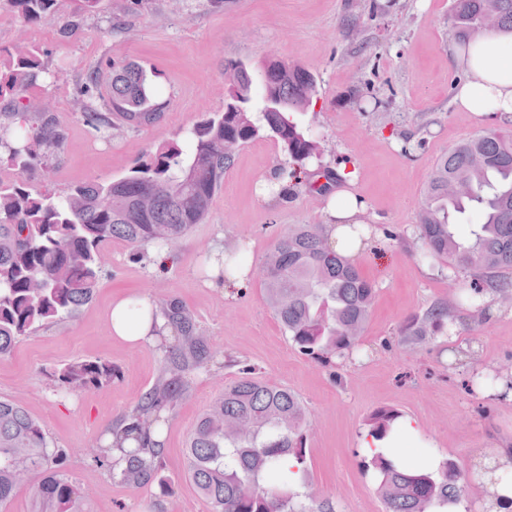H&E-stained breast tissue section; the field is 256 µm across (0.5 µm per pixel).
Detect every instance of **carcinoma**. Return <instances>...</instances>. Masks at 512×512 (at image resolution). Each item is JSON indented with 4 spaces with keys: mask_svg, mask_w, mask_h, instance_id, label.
<instances>
[{
    "mask_svg": "<svg viewBox=\"0 0 512 512\" xmlns=\"http://www.w3.org/2000/svg\"><path fill=\"white\" fill-rule=\"evenodd\" d=\"M25 23L43 25L57 17L59 0H4ZM64 38H77L84 19L99 10L100 0H74ZM495 29L512 31V0H453L450 28L459 39ZM36 45H0V99L11 106L0 112V357L37 328L73 316L94 297L104 264L103 245L121 238L131 245L153 242L170 247L208 215L224 170L246 143L260 137L277 140L291 165L280 179L298 182L305 165L319 161L325 146L297 115L305 112L316 89L314 75L298 64L268 61L258 77L236 61L224 64L229 100L224 111L201 116L181 141L157 146L123 177L88 182L60 193L32 190L24 176L48 170L65 141L56 113L46 103L33 107L29 88L58 82L63 70L44 61ZM154 88L135 64L88 69L77 84L80 119L104 139L126 124L155 121L161 107L152 103ZM468 185L467 193L448 195V181ZM148 198L152 206L140 207ZM474 211L469 234L455 216ZM417 239L422 253L471 271L481 280L459 293V305L476 306L490 291L512 304V132L489 129L462 142L438 160L419 213ZM267 299L299 352L326 361L352 350L368 321L376 289L349 260L338 255L325 227L297 224L280 235L261 266ZM173 335L168 378L152 388L126 418L122 438L132 439L130 467L123 481L141 484L157 478L162 450L151 439V426L163 411L175 410L188 377L214 362L217 352L196 333L191 317L177 302L162 305ZM448 325V307L438 304L409 318L403 335L411 340L433 336ZM239 377L199 419L186 448L188 478L211 512H332L306 496L307 440L310 426L303 401L285 387L255 376L242 361ZM66 392L112 380V366L98 360H73L57 370ZM400 413L380 408L368 419L370 432L386 435ZM69 456L51 448L40 423L21 405L0 399V507L34 475L31 512H82L79 486L59 474ZM424 452L406 451L397 464L377 454L363 460L373 472L384 512H438L457 503L474 472L453 459L435 472L416 460ZM294 465L288 467L285 461Z\"/></svg>",
    "mask_w": 512,
    "mask_h": 512,
    "instance_id": "1",
    "label": "carcinoma"
}]
</instances>
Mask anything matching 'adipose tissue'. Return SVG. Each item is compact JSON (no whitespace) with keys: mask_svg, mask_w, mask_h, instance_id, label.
<instances>
[{"mask_svg":"<svg viewBox=\"0 0 512 512\" xmlns=\"http://www.w3.org/2000/svg\"><path fill=\"white\" fill-rule=\"evenodd\" d=\"M507 44L512 45V33L507 31L482 35L464 44L449 42L448 58L465 75L456 84L453 95L460 111L512 121V57L503 52ZM363 223L356 196L345 190L330 193L325 225L337 251L344 257H353L357 252L355 229ZM106 319L112 338L132 346L153 344L158 337L169 333L162 309L143 298L113 299ZM416 434L413 421L401 417L385 437L366 436L361 445L369 452H379L398 461L404 444ZM474 454L487 467L476 478L484 490L486 512H512L506 505L512 498V440L490 450L475 449Z\"/></svg>","mask_w":512,"mask_h":512,"instance_id":"1","label":"adipose tissue"}]
</instances>
